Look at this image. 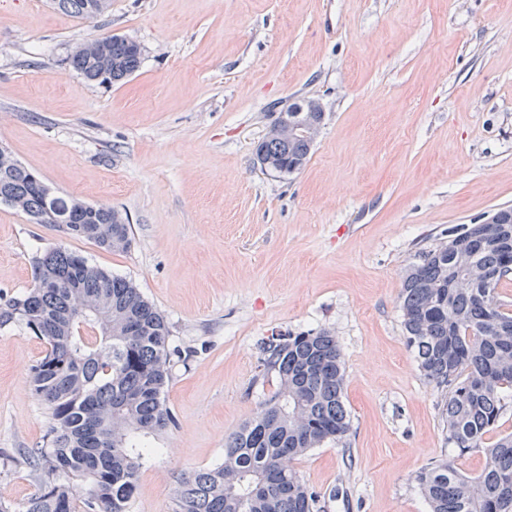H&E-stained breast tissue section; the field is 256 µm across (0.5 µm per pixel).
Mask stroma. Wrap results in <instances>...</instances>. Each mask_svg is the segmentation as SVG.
<instances>
[{
    "mask_svg": "<svg viewBox=\"0 0 512 512\" xmlns=\"http://www.w3.org/2000/svg\"><path fill=\"white\" fill-rule=\"evenodd\" d=\"M102 33L142 47L123 82L68 64ZM304 98L325 113L310 160L261 170L273 103ZM0 146L132 229L112 252L0 203V304L62 244L132 279L187 355L130 512H174L181 476L223 461L275 389L256 343L286 331H331L345 361L347 436L293 463L319 512H428L421 467L480 472V453L445 439L399 293L418 249L512 206V0H112L94 20L0 0ZM42 350L0 329V499L15 504L39 489Z\"/></svg>",
    "mask_w": 512,
    "mask_h": 512,
    "instance_id": "obj_1",
    "label": "stroma"
}]
</instances>
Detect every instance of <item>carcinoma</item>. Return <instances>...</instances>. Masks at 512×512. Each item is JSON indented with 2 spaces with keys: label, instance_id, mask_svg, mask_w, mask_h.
<instances>
[{
  "label": "carcinoma",
  "instance_id": "obj_1",
  "mask_svg": "<svg viewBox=\"0 0 512 512\" xmlns=\"http://www.w3.org/2000/svg\"><path fill=\"white\" fill-rule=\"evenodd\" d=\"M95 0H53L65 16L88 19ZM142 49L109 35L104 52H74L69 65L100 84L124 80ZM315 141L271 129L256 163L292 175L309 161ZM20 162L0 159V203L34 221L48 210L60 229L109 251L132 243L131 225L107 205L47 195ZM34 284L0 307V327L18 324L43 345L30 368L36 397L49 415L46 446L31 453L40 488L21 506L0 512H128L150 438L173 424L165 401L173 358L168 322L130 279L62 246L33 257ZM497 272L485 283L484 273ZM512 279V207L496 224H457L418 252L400 293L405 341L440 395L448 443L458 455L482 454L470 477L452 459L415 476L431 512H512V432L498 431L512 408V305L498 293ZM262 376L276 390L251 420L227 438L224 461L178 482L175 512H316L317 495L291 462L350 430L345 367L335 336L280 333L258 344Z\"/></svg>",
  "mask_w": 512,
  "mask_h": 512
}]
</instances>
